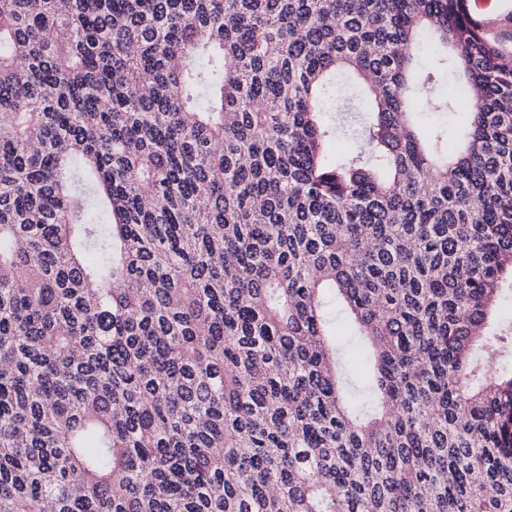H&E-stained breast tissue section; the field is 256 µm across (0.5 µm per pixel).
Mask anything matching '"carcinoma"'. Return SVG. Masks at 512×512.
<instances>
[{"label": "carcinoma", "mask_w": 512, "mask_h": 512, "mask_svg": "<svg viewBox=\"0 0 512 512\" xmlns=\"http://www.w3.org/2000/svg\"><path fill=\"white\" fill-rule=\"evenodd\" d=\"M510 280L512 13L0 0V512H512ZM327 314L332 322L333 329L338 338L340 345L346 353V359L350 360L352 364L346 365V371L353 377L359 388L364 387L368 380V367L361 364L355 356L358 349L353 346L356 339L355 328L346 317L342 304L338 299L330 298L327 306Z\"/></svg>", "instance_id": "cac0c4a2"}]
</instances>
